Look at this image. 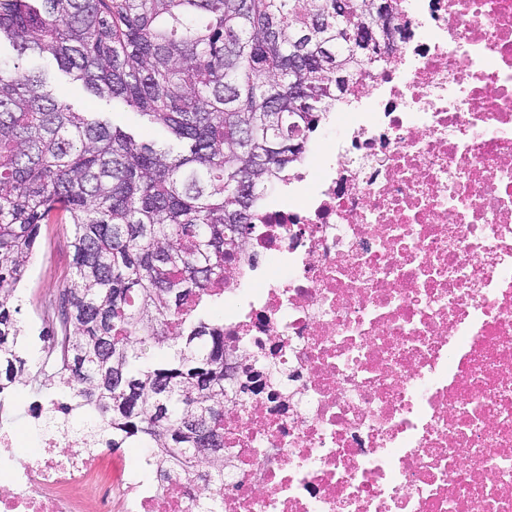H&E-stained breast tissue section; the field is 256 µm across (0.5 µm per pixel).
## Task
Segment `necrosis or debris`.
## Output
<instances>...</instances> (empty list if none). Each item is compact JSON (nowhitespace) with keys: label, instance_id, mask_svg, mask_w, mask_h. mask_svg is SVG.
Segmentation results:
<instances>
[{"label":"necrosis or debris","instance_id":"obj_1","mask_svg":"<svg viewBox=\"0 0 512 512\" xmlns=\"http://www.w3.org/2000/svg\"><path fill=\"white\" fill-rule=\"evenodd\" d=\"M224 259L221 512H512V0H402ZM0 428V512H192L195 485ZM67 454H59V446ZM96 485L90 501L81 494Z\"/></svg>","mask_w":512,"mask_h":512}]
</instances>
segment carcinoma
<instances>
[{"mask_svg": "<svg viewBox=\"0 0 512 512\" xmlns=\"http://www.w3.org/2000/svg\"><path fill=\"white\" fill-rule=\"evenodd\" d=\"M400 0H0V391L32 384L18 287L41 225L71 226L74 276L41 334L63 425L141 448L162 477L224 487V332L206 290L261 197L372 59ZM45 60L158 140L76 112Z\"/></svg>", "mask_w": 512, "mask_h": 512, "instance_id": "cac0c4a2", "label": "carcinoma"}]
</instances>
